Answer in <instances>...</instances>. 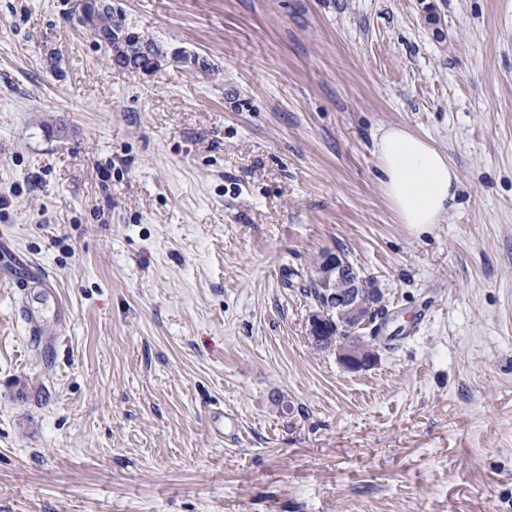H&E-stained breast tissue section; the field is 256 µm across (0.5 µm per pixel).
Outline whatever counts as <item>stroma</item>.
Here are the masks:
<instances>
[{"label": "stroma", "mask_w": 512, "mask_h": 512, "mask_svg": "<svg viewBox=\"0 0 512 512\" xmlns=\"http://www.w3.org/2000/svg\"><path fill=\"white\" fill-rule=\"evenodd\" d=\"M80 3L0 0V267L70 309L0 282V512H512V0H112L189 57L151 74ZM391 126L458 172L421 231ZM326 250L402 326L359 371ZM313 281L322 295L329 299V304L336 306V313L341 314L343 321L349 319L350 325H347L352 332L357 335H361L360 330L366 327L369 320V315H364L363 302L370 296H375L376 289L372 281L367 280L365 277L360 276L354 267L346 261L341 254L333 252H325L317 262L314 268ZM312 280L309 284V294L315 301L325 305L327 301L320 295L318 289L314 285ZM340 284H344L342 291L344 294L340 295L338 287ZM336 288V291H335ZM335 300L336 305L333 301ZM333 314L331 318H328L326 326L328 328L327 333L319 334L320 339L316 340L318 336L315 330L320 331L322 328V322L325 319L324 316H313L309 323V335L315 341L313 345L317 349H330V348H361L360 342L353 340L351 336L346 332H341V327L338 326L339 319ZM347 317H343V315ZM336 331L339 332L337 335ZM365 351L373 353L374 347L370 342H366L361 348L360 354L358 351L352 350L340 353L339 359L342 364L351 371H357L366 366V360L363 359ZM26 271L28 273L26 279L22 281L15 278L12 279V284L16 286V288H50L55 293L54 288H58L57 284L46 277L39 266L30 263L28 266L26 265Z\"/></svg>", "instance_id": "35a3bbf8"}]
</instances>
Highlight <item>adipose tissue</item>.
<instances>
[{
	"label": "adipose tissue",
	"mask_w": 512,
	"mask_h": 512,
	"mask_svg": "<svg viewBox=\"0 0 512 512\" xmlns=\"http://www.w3.org/2000/svg\"><path fill=\"white\" fill-rule=\"evenodd\" d=\"M382 185L401 223H439L454 198L457 173L447 157L405 128L385 130L375 143Z\"/></svg>",
	"instance_id": "ef3b65f1"
}]
</instances>
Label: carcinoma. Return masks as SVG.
Masks as SVG:
<instances>
[{
    "label": "carcinoma",
    "instance_id": "cac0c4a2",
    "mask_svg": "<svg viewBox=\"0 0 512 512\" xmlns=\"http://www.w3.org/2000/svg\"><path fill=\"white\" fill-rule=\"evenodd\" d=\"M80 26L97 35V40L110 45L112 62L123 68L139 70L145 74L156 72L167 58L157 43L132 31L123 14L112 7V0H83ZM339 319L332 316L326 322L328 331L320 335L314 346L318 349L358 348L360 342L341 331Z\"/></svg>",
    "mask_w": 512,
    "mask_h": 512
}]
</instances>
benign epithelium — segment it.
Masks as SVG:
<instances>
[{"label": "benign epithelium", "instance_id": "obj_1", "mask_svg": "<svg viewBox=\"0 0 512 512\" xmlns=\"http://www.w3.org/2000/svg\"><path fill=\"white\" fill-rule=\"evenodd\" d=\"M313 281L322 295L336 302V313L347 316L351 331L358 334L366 327L369 316L364 314L363 302L376 294L375 285L359 275L341 254L323 253L314 268ZM366 352H374L369 342L364 344L360 352L350 350L340 354L339 359L347 369L357 371L366 366Z\"/></svg>", "mask_w": 512, "mask_h": 512}]
</instances>
